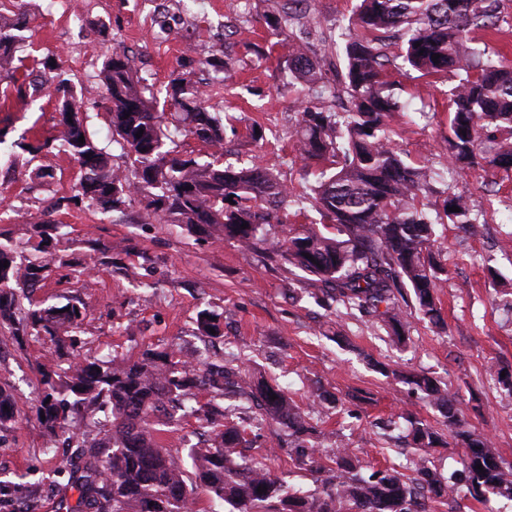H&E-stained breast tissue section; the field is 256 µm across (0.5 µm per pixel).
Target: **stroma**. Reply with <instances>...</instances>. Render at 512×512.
<instances>
[{"instance_id":"obj_1","label":"stroma","mask_w":512,"mask_h":512,"mask_svg":"<svg viewBox=\"0 0 512 512\" xmlns=\"http://www.w3.org/2000/svg\"><path fill=\"white\" fill-rule=\"evenodd\" d=\"M33 36L22 55L53 56L72 74L89 114V129L100 142L112 136L106 90L98 77L105 57L123 47L140 76L166 85L178 67L192 71L205 99L224 123V160L256 162L278 174L295 192H307L320 165L296 157L291 132L303 106L300 88H287L289 43L273 34L269 16L284 0H169L175 17L168 36L154 18L156 0H27ZM359 0H301L298 12L311 28L333 31L344 44ZM79 16H72V9ZM500 30L473 33L471 47L512 63V0L499 2ZM232 59L216 80L205 59L215 50ZM392 92L404 109L395 113V141L405 160L426 166L431 189L423 202L429 213L442 210L445 190L468 196L485 211L482 234L468 237L453 225L435 227L437 245L448 260V282L439 289L444 321L436 328L413 317L406 346L392 344L385 329L347 311L326 310L325 286L279 256L216 241L201 232L149 217L139 202L111 217L84 207L55 209L57 199L73 195L80 179L77 162L65 152L49 156V189L32 186L25 162L0 164V202L16 213L0 216V232L26 242V225L43 218L66 224L74 255L84 258L86 239L111 250L114 266L92 270L94 286L49 278L38 299L78 294L88 305L81 326L84 354H114L134 360L148 348L177 343L200 349L211 362L228 350L240 352L241 366L260 369L299 406L313 415L332 448L351 440L374 466L396 463L383 437L382 421L411 412L433 427L440 413L424 403L398 372L426 373L457 393L470 426L487 434L498 453L512 462V397L485 378L489 364L512 368V319L503 310L512 294L494 290L493 277L512 281V173L499 170L458 173L444 156L448 131V90L453 74L424 76L388 68ZM52 88L26 98L0 102V150L49 135L59 119ZM261 128L253 139L252 128ZM220 314L223 338L202 343L194 336L200 311ZM53 354L50 342L19 343L0 335V382L12 385L16 419L0 432V478L17 483L57 482L59 490L40 512H74L79 499L65 467L71 454L63 444H47L35 414L40 384L36 363ZM335 395L338 406L317 414L309 394L313 382Z\"/></svg>"}]
</instances>
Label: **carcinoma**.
<instances>
[{
	"label": "carcinoma",
	"instance_id": "obj_1",
	"mask_svg": "<svg viewBox=\"0 0 512 512\" xmlns=\"http://www.w3.org/2000/svg\"><path fill=\"white\" fill-rule=\"evenodd\" d=\"M293 2L284 4L271 28L288 32L289 71L307 87L294 130L296 158L325 166L308 195L320 225L292 224L282 239L267 237L265 226L283 223L281 211L297 202L296 193L260 165L223 164L222 118L208 110L191 72L174 73L157 89L137 75L132 57L113 49L99 77L109 103L111 144L120 149L116 156L89 132V116L67 71L48 56L38 69L13 56L29 30L23 13L0 21V98L34 95L48 84L60 94L57 133L17 147L29 155L27 163L40 162L30 172L38 185L51 176L42 160L56 151L74 158L81 177L66 204L107 215L137 198L148 215L167 224L203 228L219 240L279 254L323 282L336 307L373 319L393 343L404 344L413 314L441 322L436 293L448 280V268L432 251L434 226L446 222L475 236L482 221L460 193L449 194L445 210L434 217L421 207L429 175L425 167L407 163L394 140L390 121L401 105L385 80L393 65L387 41H402L398 70L460 76L448 93V165L511 171L512 65L466 46L471 33L498 29V0H360L352 25L361 34L348 39L334 59L309 54ZM434 54L439 59L432 60ZM326 67L336 69L337 86L320 82ZM327 98L339 109L319 106ZM161 105L175 109L174 118ZM172 126L203 142L208 159L183 157L170 148ZM452 206L460 211H449ZM63 228L53 220L30 225L36 241L31 252L0 233V262L9 263L0 269V332L48 340L59 354L71 351L64 366L39 364L36 412L45 416L40 424L49 438L62 436L74 448L69 472L80 485L81 512H192L199 489L227 512H431L463 487L475 499L488 492L512 500V463L488 436L469 428L455 395L425 374H405L402 380L422 393L440 412L448 436L468 449L463 470L448 476L431 460L438 431L411 414L405 416L406 439L395 449L404 458L397 469L364 463L342 441L322 452L312 440L316 430L288 392L261 374L241 373L232 353L220 364L199 368L180 347L146 350L122 363L78 356L82 341L76 330L87 316L82 298L68 295L65 303L48 306L33 301L60 268L76 278L87 276L89 268H73L65 255L69 238ZM196 324L199 335L221 337L219 314L205 309ZM485 374L512 397V374H502L497 365ZM200 392L212 401L191 413L210 428V437L207 446L187 448L190 475L179 452L164 447L158 434L160 427L177 424L185 402ZM220 400L230 404L221 406ZM13 406L10 386L1 383L0 430L14 422ZM267 422L287 430L288 444L279 447H288L297 468L321 477L320 487L288 486L266 464V452L239 454ZM100 433L104 438L98 440ZM260 487L266 491L258 492ZM46 493L41 482L0 481V512H40Z\"/></svg>",
	"mask_w": 512,
	"mask_h": 512
}]
</instances>
